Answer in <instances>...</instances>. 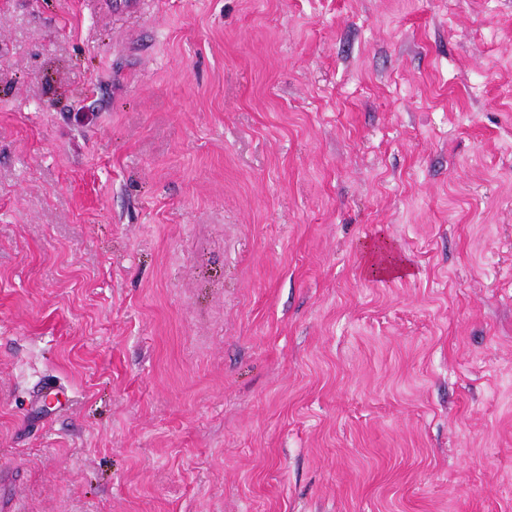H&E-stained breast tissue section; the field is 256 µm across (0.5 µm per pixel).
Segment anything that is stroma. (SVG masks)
Here are the masks:
<instances>
[{"instance_id": "1", "label": "stroma", "mask_w": 512, "mask_h": 512, "mask_svg": "<svg viewBox=\"0 0 512 512\" xmlns=\"http://www.w3.org/2000/svg\"><path fill=\"white\" fill-rule=\"evenodd\" d=\"M0 496L512 512V0H0ZM367 253L364 273L368 277L402 276L409 271L404 257L394 246L384 247L380 242L372 243L368 245Z\"/></svg>"}]
</instances>
